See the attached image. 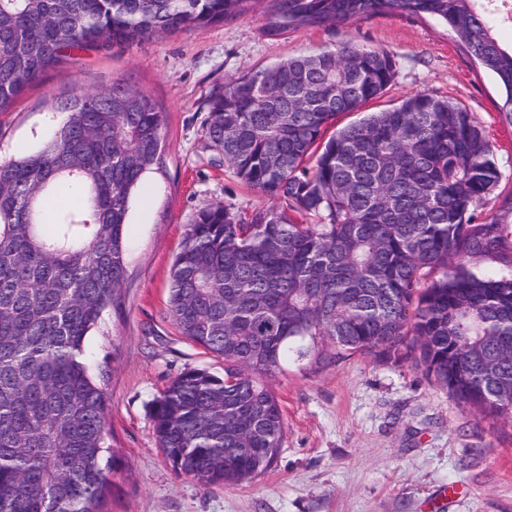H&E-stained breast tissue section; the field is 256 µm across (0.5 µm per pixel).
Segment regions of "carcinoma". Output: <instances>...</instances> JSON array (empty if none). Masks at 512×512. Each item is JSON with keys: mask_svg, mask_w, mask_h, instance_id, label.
<instances>
[{"mask_svg": "<svg viewBox=\"0 0 512 512\" xmlns=\"http://www.w3.org/2000/svg\"><path fill=\"white\" fill-rule=\"evenodd\" d=\"M251 2L0 0V112L74 49L205 28ZM271 2L269 36L374 14L436 19L498 82L512 126V49L478 0ZM395 74L387 52L346 43L209 99L224 165L285 206L239 218L217 204L187 225L169 312L224 375L187 370L153 405L179 472L234 486L269 469L285 434L269 380L290 361L411 359L483 417L512 412V271L448 270L464 257L512 268V226L479 215L501 179L482 126L416 93L330 131ZM59 108L68 119L38 150L0 163V512H102L109 401L85 343L122 304L130 201L163 159L162 112L125 83Z\"/></svg>", "mask_w": 512, "mask_h": 512, "instance_id": "obj_1", "label": "carcinoma"}]
</instances>
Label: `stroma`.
I'll use <instances>...</instances> for the list:
<instances>
[{"instance_id":"1","label":"stroma","mask_w":512,"mask_h":512,"mask_svg":"<svg viewBox=\"0 0 512 512\" xmlns=\"http://www.w3.org/2000/svg\"><path fill=\"white\" fill-rule=\"evenodd\" d=\"M267 6L255 0L202 30L73 51L0 112V163L36 151L68 118L59 102L78 90L121 81L163 113V163L130 202L123 309L106 312L86 340L91 371L105 379L117 456L104 512H512V420L480 419L411 361L355 356L275 375L284 443L274 465L243 485H203L156 444L152 406L168 383L188 369L224 372L222 359L185 340L168 314L170 267L186 227L217 203L242 216L270 204L211 145L208 101L228 79L345 43L385 51L397 70L383 104L417 92L463 104L488 136L500 190H512L503 93L446 27L371 15L272 37Z\"/></svg>"}]
</instances>
